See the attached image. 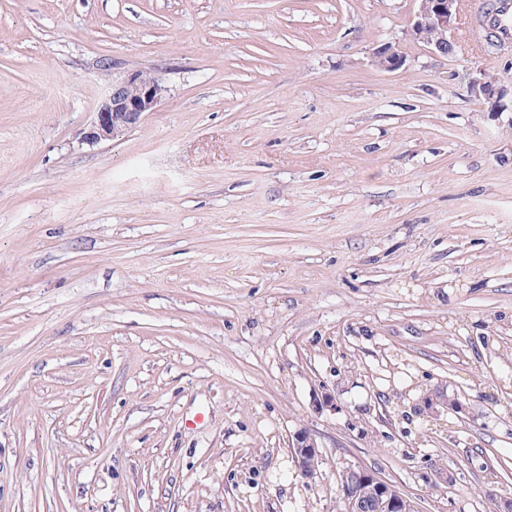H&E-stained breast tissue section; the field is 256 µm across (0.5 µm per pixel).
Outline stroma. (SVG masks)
Returning <instances> with one entry per match:
<instances>
[{
    "label": "stroma",
    "mask_w": 512,
    "mask_h": 512,
    "mask_svg": "<svg viewBox=\"0 0 512 512\" xmlns=\"http://www.w3.org/2000/svg\"><path fill=\"white\" fill-rule=\"evenodd\" d=\"M416 9L0 0V512H337L350 465L512 498V104L469 91L512 50ZM116 62L169 91L86 141ZM419 7L412 19L410 38L432 53L448 55L451 37L459 16L460 0H417ZM373 62L383 70L394 71L403 65L404 56L393 45L388 43L374 50ZM290 453L297 470L306 478L315 474L320 459L319 446L307 432H299L292 440Z\"/></svg>",
    "instance_id": "35a3bbf8"
}]
</instances>
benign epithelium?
I'll list each match as a JSON object with an SVG mask.
<instances>
[{"instance_id":"obj_1","label":"benign epithelium","mask_w":512,"mask_h":512,"mask_svg":"<svg viewBox=\"0 0 512 512\" xmlns=\"http://www.w3.org/2000/svg\"><path fill=\"white\" fill-rule=\"evenodd\" d=\"M412 19L410 38L426 46L432 53L447 55L459 16L460 0H418ZM375 65L386 71L399 69L404 56L392 45L383 44L373 52ZM168 91L163 74L134 69L112 77V86L96 110V117L85 139L97 142L112 139L136 128L144 116L155 110ZM471 93L478 98L501 99L504 89L486 74L473 80ZM449 408L448 400L434 394L426 397L420 411L436 415ZM290 453L297 470L305 477L315 474L320 459L319 446L306 432L292 440ZM346 474L351 483H343L345 512H402L406 496L394 485L363 466H350Z\"/></svg>"}]
</instances>
